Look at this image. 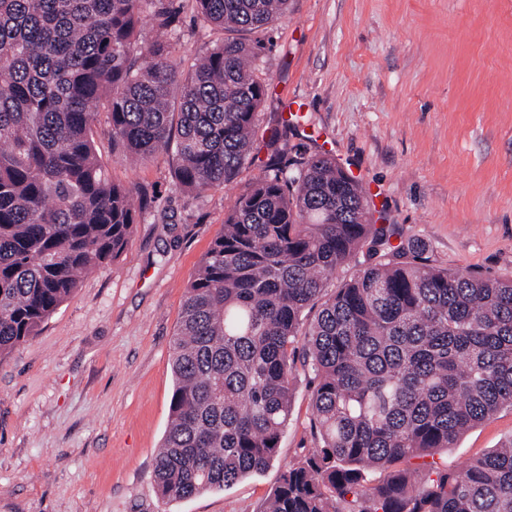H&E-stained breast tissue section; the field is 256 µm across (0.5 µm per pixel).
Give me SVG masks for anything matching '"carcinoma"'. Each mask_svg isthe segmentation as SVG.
Listing matches in <instances>:
<instances>
[{"mask_svg": "<svg viewBox=\"0 0 512 512\" xmlns=\"http://www.w3.org/2000/svg\"><path fill=\"white\" fill-rule=\"evenodd\" d=\"M226 32L267 29L288 0H196ZM154 35L140 38L144 13ZM165 0H0V363L121 255L147 194L108 178L100 109L124 156L174 154V185L203 193L251 162L268 97L257 42L228 38L173 62ZM267 170L239 193L189 283L172 342L169 424L155 458L166 498L263 471L287 424L305 312L320 446L283 473L267 512H512V438L412 481L466 430L512 409V278L435 267L392 245L329 154L282 164L293 125L274 114ZM363 267L334 294L355 254Z\"/></svg>", "mask_w": 512, "mask_h": 512, "instance_id": "cac0c4a2", "label": "carcinoma"}]
</instances>
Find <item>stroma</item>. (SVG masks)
Returning <instances> with one entry per match:
<instances>
[{
	"label": "stroma",
	"mask_w": 512,
	"mask_h": 512,
	"mask_svg": "<svg viewBox=\"0 0 512 512\" xmlns=\"http://www.w3.org/2000/svg\"><path fill=\"white\" fill-rule=\"evenodd\" d=\"M173 10L177 55L226 39L202 24L195 0H173ZM256 39L268 84L261 121L285 98L302 104L290 159L328 152L373 181L371 210L396 242L423 240L431 264L512 275V0H288ZM94 139L108 177L146 189L152 203L123 253L0 363V512H264L285 469L318 445L304 366L262 472L172 500L157 490L154 461L186 287L266 153L198 196L175 188L169 153L113 150L107 113ZM509 438L504 408L436 459L462 464Z\"/></svg>",
	"instance_id": "obj_1"
}]
</instances>
